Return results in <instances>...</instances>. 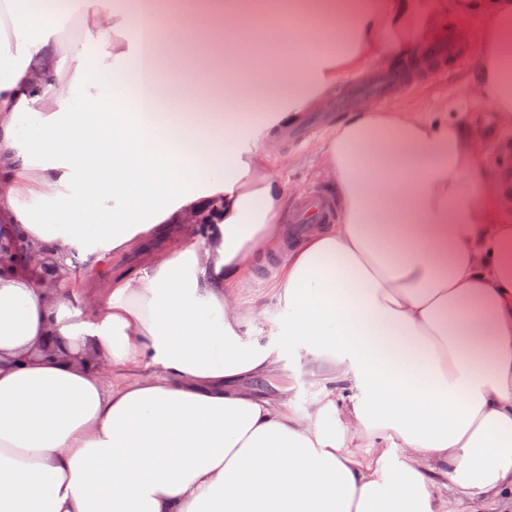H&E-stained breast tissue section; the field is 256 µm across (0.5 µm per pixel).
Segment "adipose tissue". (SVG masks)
<instances>
[{"mask_svg": "<svg viewBox=\"0 0 512 512\" xmlns=\"http://www.w3.org/2000/svg\"><path fill=\"white\" fill-rule=\"evenodd\" d=\"M288 56L216 85L200 47L262 34L223 0L160 21L154 0H0V224L65 268L0 278V512H470L512 507V196L445 111L367 106L322 141L335 221L286 246L266 141L375 59L418 62L480 25L473 92L512 121V0H289ZM84 34L62 44L72 19ZM252 84L251 117L224 116ZM181 239L134 271L161 224ZM289 337L334 365L312 414L246 380L282 357L241 308L257 252ZM101 299L80 304L90 284ZM109 374L31 357L46 336ZM139 371L123 380L125 371Z\"/></svg>", "mask_w": 512, "mask_h": 512, "instance_id": "ef3b65f1", "label": "adipose tissue"}]
</instances>
